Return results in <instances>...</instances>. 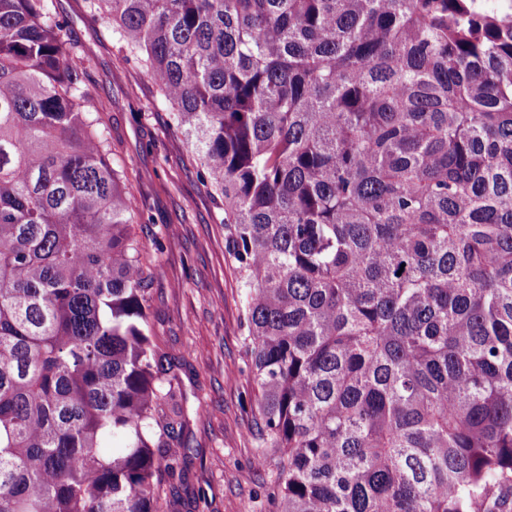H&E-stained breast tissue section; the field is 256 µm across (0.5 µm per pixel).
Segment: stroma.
I'll return each mask as SVG.
<instances>
[{
	"label": "stroma",
	"mask_w": 512,
	"mask_h": 512,
	"mask_svg": "<svg viewBox=\"0 0 512 512\" xmlns=\"http://www.w3.org/2000/svg\"><path fill=\"white\" fill-rule=\"evenodd\" d=\"M60 9L143 213L133 231L162 244L149 321L158 345L184 360L188 425L170 441L176 472L159 477L161 512H274L276 468L261 460L254 419L240 407L254 385L220 201L200 180L185 139L170 130L168 112L157 109L156 84L113 46L110 26L89 19L83 0H60Z\"/></svg>",
	"instance_id": "obj_1"
}]
</instances>
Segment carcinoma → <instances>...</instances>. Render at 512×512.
<instances>
[{
    "label": "carcinoma",
    "mask_w": 512,
    "mask_h": 512,
    "mask_svg": "<svg viewBox=\"0 0 512 512\" xmlns=\"http://www.w3.org/2000/svg\"><path fill=\"white\" fill-rule=\"evenodd\" d=\"M224 202L276 512H512V0H84ZM56 0H0V512H160L159 243Z\"/></svg>",
    "instance_id": "obj_1"
}]
</instances>
